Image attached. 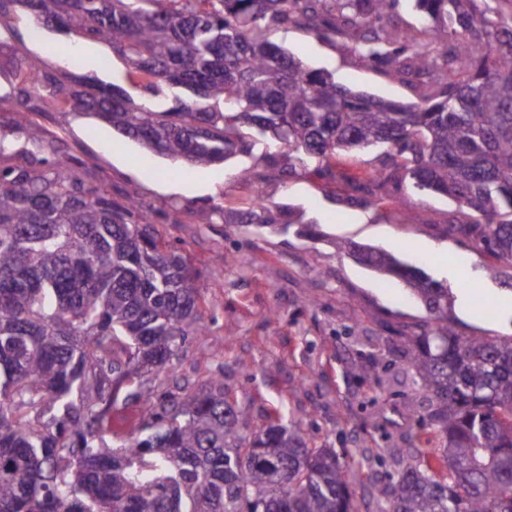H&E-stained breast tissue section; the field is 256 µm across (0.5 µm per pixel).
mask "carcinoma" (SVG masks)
<instances>
[{
  "label": "carcinoma",
  "mask_w": 512,
  "mask_h": 512,
  "mask_svg": "<svg viewBox=\"0 0 512 512\" xmlns=\"http://www.w3.org/2000/svg\"><path fill=\"white\" fill-rule=\"evenodd\" d=\"M397 0H0L34 27L112 45L128 79L172 93L158 111L118 84L90 86L16 57L15 125L41 142L31 115L44 95L189 166L288 147V173L336 176L339 152L378 149L359 202L409 180L448 197L459 233L512 269V0H415L421 29L383 23ZM294 27L348 40L392 77L424 76L414 102L342 85L269 40ZM66 154L0 163V512H357L347 463L311 447L269 413L252 427L224 380L210 377L146 402L136 433L110 436L120 405L148 375L169 372L185 337L204 329L198 277L155 235L134 199L77 177ZM245 211L209 205L200 224L296 225L263 193ZM298 226V225H296ZM296 233L306 235V225ZM334 246L397 280L430 321L407 337L417 398L407 413L424 454L377 488L375 512H512V339L459 334L448 287L370 245Z\"/></svg>",
  "instance_id": "carcinoma-1"
}]
</instances>
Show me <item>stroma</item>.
<instances>
[{
  "label": "stroma",
  "instance_id": "1",
  "mask_svg": "<svg viewBox=\"0 0 512 512\" xmlns=\"http://www.w3.org/2000/svg\"><path fill=\"white\" fill-rule=\"evenodd\" d=\"M9 35L0 40V139L7 163L25 164L50 151L77 159L75 172L87 183L111 189L114 199L134 198L149 211L161 239L185 254L201 285L203 332L188 336L173 373L151 377L156 390L199 377L223 378L235 402L256 424L279 409L285 422L297 423L310 445L335 449L344 461L373 453L374 463L351 472L358 512H375L367 492L385 475L410 464L415 451L406 436L415 424L405 415L411 393L405 337L419 333L430 316L399 285L337 251L333 240L349 238L398 256L442 280L441 265L468 270L473 280L449 283L450 291L468 289L471 299L490 302V319H474L470 308H454L460 334L512 338V286L503 264L450 225L466 217L447 197L421 192L410 182L390 189L381 204L346 203L352 183L366 184L373 155L337 156L335 178L312 171L285 170L288 151L273 147L271 159L240 156L220 166H200L177 173L172 160L154 154L99 120L51 109L41 123L50 134L32 143L14 124L15 57L25 51L69 76L128 85L127 65L102 42L58 31L34 30L27 14L16 10L0 18ZM270 40L299 56L313 70L385 99L412 102L417 78L395 79L362 61L336 37L306 30L277 29ZM139 102H159L128 85ZM258 177L269 198L304 213L315 239L289 232L270 235L253 224H199L193 212L219 203L242 206L248 186L242 170ZM382 358L378 379L354 378L355 365Z\"/></svg>",
  "mask_w": 512,
  "mask_h": 512
}]
</instances>
